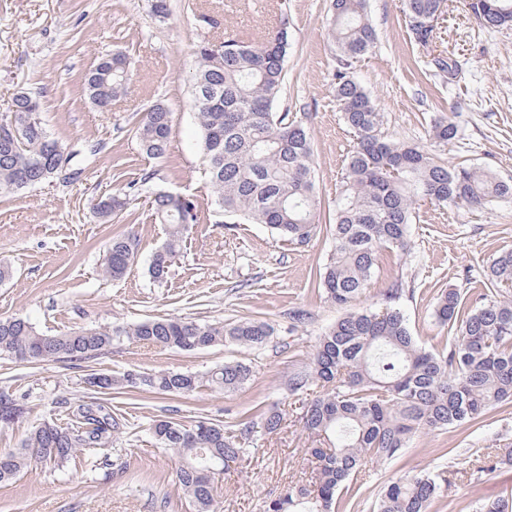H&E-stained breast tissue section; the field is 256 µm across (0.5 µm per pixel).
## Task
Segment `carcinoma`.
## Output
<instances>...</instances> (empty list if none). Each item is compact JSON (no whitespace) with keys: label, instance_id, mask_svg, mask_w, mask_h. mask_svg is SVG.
<instances>
[{"label":"carcinoma","instance_id":"obj_1","mask_svg":"<svg viewBox=\"0 0 512 512\" xmlns=\"http://www.w3.org/2000/svg\"><path fill=\"white\" fill-rule=\"evenodd\" d=\"M485 28L512 25V0H468ZM446 0H406V18L415 42L425 46L434 28L421 22L443 14ZM328 33L336 45V99L344 124L357 137L345 166L330 225L331 259L313 273L312 287L345 310L313 354L309 370L293 374L289 389L304 392L319 385L324 393L307 403L303 428L317 438L310 449L318 462L315 482L286 487L266 512H349L343 491L369 464L400 457L423 431L460 427L483 419L496 408H512V299L499 287L512 284V251L494 258L486 271L488 292L474 300L456 290L443 291L435 317L452 341L440 352L423 347L396 304V283L379 309H354L367 290L379 252L404 250L412 205L423 198L440 205L482 207L512 201V179L480 167L448 164L417 144L387 140L384 114L351 77L353 59L376 41L367 0H330ZM288 31L281 27L258 42L227 38L203 41L195 48L192 109L201 131V149L216 204L227 221L265 225L288 245H306L316 235L321 210L313 182V146L307 128L277 110L285 83ZM132 62L121 53L102 57L85 80V92L105 112L126 90ZM41 103L31 91L19 92L12 115L0 129V193L16 192L58 179L56 167L70 163L72 152L44 126ZM172 132L168 108L157 103L143 113L136 137L151 158L163 157ZM457 126L441 121L434 138L449 142ZM126 199L98 200L94 210L108 223L126 209ZM152 207L167 225V240L148 266L151 279L163 281L195 222L193 205L179 194L160 191ZM137 244L125 234L112 237L104 273L121 279L137 259ZM271 324L249 318L228 323L154 318L134 324L81 327L64 333H40L26 319L0 318V355L32 361L90 359L123 340L193 352L224 343L253 349L268 343ZM252 368L226 363L204 375L192 372L104 375L102 394L191 393L206 383L232 392L248 384ZM70 423L53 418L35 426L23 446L0 448V483L37 466L62 467L83 448H105L123 428L104 403L69 407ZM268 434L282 416L261 411L238 424L207 418L186 425L154 421L153 437L177 458L176 475L198 512H211L216 472L250 452L246 440L255 421ZM448 480L419 471L390 482L377 512H429Z\"/></svg>","mask_w":512,"mask_h":512}]
</instances>
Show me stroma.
Returning a JSON list of instances; mask_svg holds the SVG:
<instances>
[{
  "label": "stroma",
  "instance_id": "stroma-1",
  "mask_svg": "<svg viewBox=\"0 0 512 512\" xmlns=\"http://www.w3.org/2000/svg\"><path fill=\"white\" fill-rule=\"evenodd\" d=\"M329 0H170L166 22L155 21L150 0H0V120L10 116L22 90L39 93L41 118L54 137L77 149L68 182L20 193H0V262L12 267L0 283V317L27 318L41 333L89 326L133 324L155 317L228 322L269 321L275 332L259 349L225 344L195 352L126 341L82 361L25 362L0 356V393L19 414L0 420V448L21 447L29 430L68 407L103 401L87 380L126 371L205 374L244 361L253 376L241 390L207 386L194 393L137 390L114 406L128 426L102 449L78 453L60 468L33 467L0 484V512H196L176 477L177 460L149 427L164 417L234 421L259 407L282 412L277 433L255 432L248 457L220 475L214 512H264L288 485L315 477L307 451L314 438L303 428L305 405L319 387L297 394L293 373L308 369L321 334L343 314L310 283L332 250L327 218L334 210L346 159L356 144L335 94L336 47L328 35ZM377 41L354 60L351 72L385 115L383 132L416 143L450 164L490 169L512 177V26L486 29L462 0H448L428 46L407 26L405 0H368ZM287 27L286 80L279 106L306 123L314 149L321 198L320 228L305 246L284 245L262 224H228L204 174L200 129L191 108L189 80L195 45L213 37L242 38ZM123 52L134 63L125 96L97 110L84 78L104 56ZM456 60L455 80L435 57ZM172 114L166 155L147 157L135 137L142 112L156 103ZM440 120L458 128L448 143L433 138ZM191 200L197 219L186 246L163 282L150 279L151 256L166 240L152 208L153 194ZM128 192L129 205L111 223L99 221L96 200ZM408 249L382 252L359 304L379 307L388 288L402 283L398 300L420 344L443 350L451 341L435 317L438 294L484 292L483 270L493 256L512 251V201L482 208L413 204ZM138 244V260L119 280L102 262L112 236ZM305 312L304 323L291 320ZM500 449L491 469L476 471L473 454ZM447 472V492L429 512H476L481 503L512 500V409L483 422L417 434L398 459L367 467L347 494L351 512H375L384 486L421 470Z\"/></svg>",
  "mask_w": 512,
  "mask_h": 512
}]
</instances>
